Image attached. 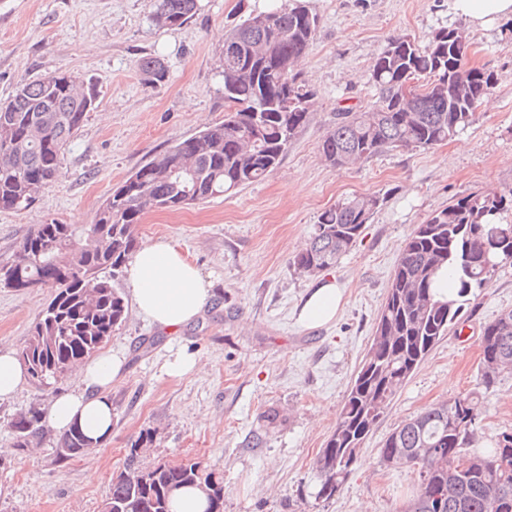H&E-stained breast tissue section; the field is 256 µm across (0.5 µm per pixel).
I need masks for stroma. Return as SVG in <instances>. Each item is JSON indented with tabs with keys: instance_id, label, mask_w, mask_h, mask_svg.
I'll return each instance as SVG.
<instances>
[{
	"instance_id": "35a3bbf8",
	"label": "stroma",
	"mask_w": 512,
	"mask_h": 512,
	"mask_svg": "<svg viewBox=\"0 0 512 512\" xmlns=\"http://www.w3.org/2000/svg\"><path fill=\"white\" fill-rule=\"evenodd\" d=\"M154 0H0V102L24 81L75 73L97 97L70 142L62 177L30 208L0 209V262L37 225L91 223L101 202L131 172L177 139L224 119L220 74L224 37L244 16L277 0H199L186 25L149 21ZM318 18L299 69L315 94L308 123L279 166L236 192L170 212L146 214L142 244L178 246L212 284L204 312L169 332L130 313L109 340L124 359L108 396V443L65 464L59 437L44 428L32 447L15 448L9 427L29 408L46 410L72 375L25 382L0 402V512H102L114 473L123 470L140 432L154 437L148 462H201L224 475V512H400L417 481L413 469L381 465L378 450L403 421L477 383L484 326L512 310V263L471 298L457 327L419 364L365 440L341 490L317 498L314 462L335 428L351 382L374 335L402 246L417 224L474 192L512 188V21L469 32V62L493 76L487 104L453 140L390 150L347 168L327 166L319 143L339 108L378 102L375 57L389 38L427 42L442 27L465 28L448 0H303ZM162 59L166 83L140 71ZM358 194L383 203L351 249L326 270L343 288L335 319L308 328L297 311L317 278L292 260L322 211ZM52 294L48 288H0V347L19 348ZM157 339L149 353L142 339ZM193 353L203 371L169 374ZM281 415L268 424L266 415ZM512 432V372L484 400L474 448L495 447Z\"/></svg>"
}]
</instances>
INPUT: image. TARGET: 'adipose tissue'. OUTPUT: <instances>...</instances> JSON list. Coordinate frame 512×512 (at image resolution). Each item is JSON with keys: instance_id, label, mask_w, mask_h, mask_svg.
Masks as SVG:
<instances>
[{"instance_id": "adipose-tissue-1", "label": "adipose tissue", "mask_w": 512, "mask_h": 512, "mask_svg": "<svg viewBox=\"0 0 512 512\" xmlns=\"http://www.w3.org/2000/svg\"><path fill=\"white\" fill-rule=\"evenodd\" d=\"M448 10L471 29H487L512 20V0H448ZM128 289L137 313L168 330L197 318L212 296L210 282L170 242L143 246L127 266ZM343 290L334 279L321 280L303 303L298 319L308 327L332 321L342 304ZM123 366L121 358L101 354L81 365L73 387L55 397L43 416L57 433L79 428L95 445L112 434V404L106 396Z\"/></svg>"}]
</instances>
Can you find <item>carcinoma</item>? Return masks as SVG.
I'll list each match as a JSON object with an SVG mask.
<instances>
[{
  "instance_id": "1",
  "label": "carcinoma",
  "mask_w": 512,
  "mask_h": 512,
  "mask_svg": "<svg viewBox=\"0 0 512 512\" xmlns=\"http://www.w3.org/2000/svg\"><path fill=\"white\" fill-rule=\"evenodd\" d=\"M198 0H156L159 28L181 27ZM317 17L293 0L251 14L224 39L236 46L224 59V120L179 139L129 174L102 202L91 224H39L0 266V285L16 291L33 282L54 293L18 350L28 377L45 384L96 354L126 322L128 304L118 278L140 247L139 224L155 209L180 210L232 193L272 172L309 119L314 93L295 67L309 51ZM458 28L435 31L421 45L408 34L390 38L374 59L371 80L381 105L343 107L319 151L331 167H346L394 149H426L447 142L472 122L492 75L466 62ZM149 80L168 69L154 56L141 61ZM414 85V97L405 95ZM96 102L80 77L61 73L20 84L0 103V209L31 207L47 190L71 139ZM383 199L354 195L324 210L294 267L314 274L334 267L350 250ZM512 262V189L471 194L434 212L405 240L381 305L371 346L351 383L336 426L315 461L316 497L336 495L353 470L363 441L396 393L434 346L460 320L469 297ZM448 279L453 291L439 292ZM476 387L434 404L399 425L379 449L417 472L403 512H512V434L481 453L472 442L483 400L502 372L512 370V310L485 325ZM42 414L31 409L11 421L16 446L40 434ZM112 476L103 512H171L176 491L199 487L207 512H224V475L188 461L178 467L147 463L139 449ZM94 451L75 429L56 448L66 463Z\"/></svg>"
}]
</instances>
